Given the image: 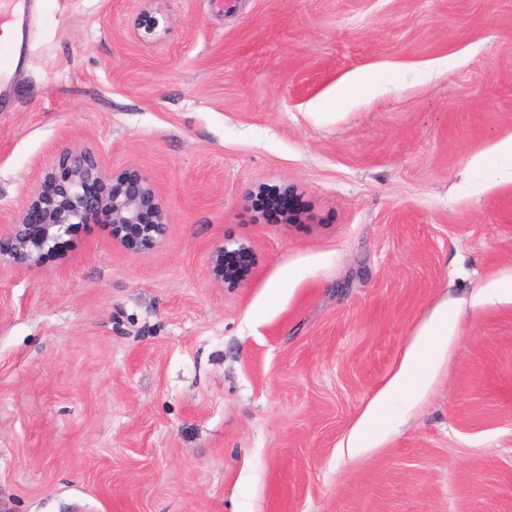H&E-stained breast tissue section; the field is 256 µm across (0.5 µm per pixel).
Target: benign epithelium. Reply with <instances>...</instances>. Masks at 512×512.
<instances>
[{"label":"benign epithelium","instance_id":"obj_1","mask_svg":"<svg viewBox=\"0 0 512 512\" xmlns=\"http://www.w3.org/2000/svg\"><path fill=\"white\" fill-rule=\"evenodd\" d=\"M58 167L66 171L64 180H57L52 171L46 173L28 194L22 210L0 231V265L33 269L73 225L89 224L102 211L111 224L113 242L127 252H148L165 237L168 215L147 176L126 171L112 177V197L100 201L86 192L88 183L104 177L91 150L64 149Z\"/></svg>","mask_w":512,"mask_h":512}]
</instances>
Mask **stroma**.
Segmentation results:
<instances>
[{
	"instance_id": "35a3bbf8",
	"label": "stroma",
	"mask_w": 512,
	"mask_h": 512,
	"mask_svg": "<svg viewBox=\"0 0 512 512\" xmlns=\"http://www.w3.org/2000/svg\"><path fill=\"white\" fill-rule=\"evenodd\" d=\"M28 40L0 219L81 147L169 226L0 267V512H512V302L473 303L512 276V183L468 169L512 135V0H31ZM267 186L299 223L254 211ZM443 303L404 424L349 454Z\"/></svg>"
}]
</instances>
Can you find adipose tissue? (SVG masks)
Masks as SVG:
<instances>
[{"label":"adipose tissue","mask_w":512,"mask_h":512,"mask_svg":"<svg viewBox=\"0 0 512 512\" xmlns=\"http://www.w3.org/2000/svg\"><path fill=\"white\" fill-rule=\"evenodd\" d=\"M458 316V310H440L418 331L399 372L350 434L347 442L349 453L359 452L366 447L377 429L385 424L390 408L403 411L410 407L419 378L431 370L435 352L441 343L451 338Z\"/></svg>","instance_id":"ef3b65f1"}]
</instances>
